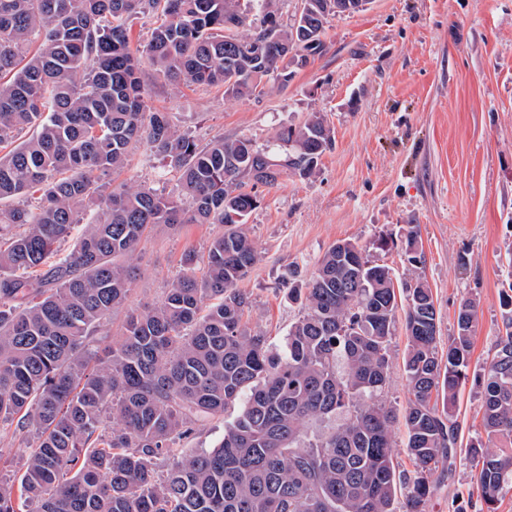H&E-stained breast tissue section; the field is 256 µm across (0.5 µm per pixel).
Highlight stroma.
Wrapping results in <instances>:
<instances>
[{"label":"stroma","instance_id":"35a3bbf8","mask_svg":"<svg viewBox=\"0 0 512 512\" xmlns=\"http://www.w3.org/2000/svg\"><path fill=\"white\" fill-rule=\"evenodd\" d=\"M324 48L293 68L287 87L268 84L256 99L223 91L158 86L151 105L171 112L200 142L248 137L264 144L283 125L324 116L335 145L307 179L261 189L245 229L261 258L237 287L251 306V327L281 343L301 310L281 285L289 266L309 278L330 246L350 240L389 266L397 284L422 278L438 312L437 334H456L462 300L477 318L469 376L455 416L463 437L481 430L478 378L492 360L512 310V0H369L359 12L330 18ZM219 224L159 228L141 243L130 306L159 302L203 254ZM416 232L424 261L410 263L401 238ZM388 247H380L381 239ZM408 340L396 328L383 400L395 415L393 462L404 504L415 467L406 448L404 414L411 402L404 370ZM426 512H512V488L494 510L477 490L465 448L439 465Z\"/></svg>","mask_w":512,"mask_h":512}]
</instances>
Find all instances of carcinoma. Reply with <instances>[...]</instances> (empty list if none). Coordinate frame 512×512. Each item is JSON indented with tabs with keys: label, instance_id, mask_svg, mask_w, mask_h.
Instances as JSON below:
<instances>
[{
	"label": "carcinoma",
	"instance_id": "obj_1",
	"mask_svg": "<svg viewBox=\"0 0 512 512\" xmlns=\"http://www.w3.org/2000/svg\"><path fill=\"white\" fill-rule=\"evenodd\" d=\"M0 0V423L33 440L0 512H394L393 412L381 400L397 311L409 344L405 412L416 470L405 512H425L434 474L456 453L455 407L468 379L474 302L439 358L431 288L398 307L392 273L355 242L332 245L304 282L288 269L302 316L282 350L243 320L236 288L260 259L244 226L257 188L306 179L335 139L315 113L271 142L206 145L148 104L162 81L258 98L288 86L323 49L328 19L354 0ZM157 18L130 49V21ZM146 144L174 181L166 191L104 177ZM90 213L71 248L60 244ZM222 224L206 272L177 276L162 300L133 308L104 358L94 343L131 294L141 241L161 226ZM211 301L205 305V301ZM482 382V431L469 443L480 497L494 512L512 483V319ZM442 400V407L432 402ZM239 405L211 450L177 443ZM343 417L328 431L314 425Z\"/></svg>",
	"mask_w": 512,
	"mask_h": 512
}]
</instances>
